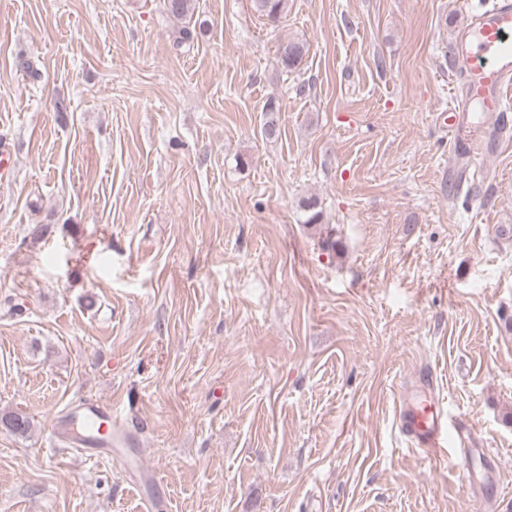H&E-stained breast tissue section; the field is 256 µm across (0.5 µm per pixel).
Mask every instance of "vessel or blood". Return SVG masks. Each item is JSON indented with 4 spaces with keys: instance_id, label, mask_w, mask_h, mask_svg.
Here are the masks:
<instances>
[{
    "instance_id": "vessel-or-blood-1",
    "label": "vessel or blood",
    "mask_w": 512,
    "mask_h": 512,
    "mask_svg": "<svg viewBox=\"0 0 512 512\" xmlns=\"http://www.w3.org/2000/svg\"><path fill=\"white\" fill-rule=\"evenodd\" d=\"M451 62L462 77L466 98L480 112L479 120L449 112L444 122L452 138L461 142L467 156H480L488 148L491 130H512V0H487L471 15L470 24L458 36ZM80 412L58 425V432L74 428V442L102 448L121 447L124 434L112 428V408L98 401H82ZM400 429L411 443L427 453L447 456L449 416L436 397L399 400Z\"/></svg>"
}]
</instances>
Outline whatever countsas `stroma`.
<instances>
[{
  "label": "stroma",
  "mask_w": 512,
  "mask_h": 512,
  "mask_svg": "<svg viewBox=\"0 0 512 512\" xmlns=\"http://www.w3.org/2000/svg\"><path fill=\"white\" fill-rule=\"evenodd\" d=\"M467 16L196 0L180 46L164 0H0V512H512V143L438 118ZM418 391L470 470L401 435ZM90 397L129 447L55 435ZM306 47L303 43L294 40H286L280 43L278 53V63L286 72L293 71L300 64Z\"/></svg>",
  "instance_id": "1"
}]
</instances>
